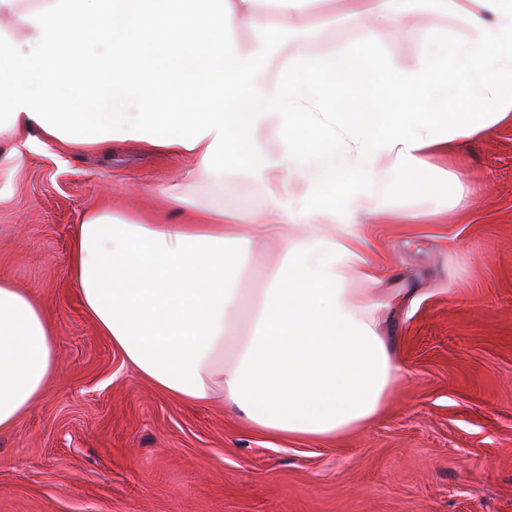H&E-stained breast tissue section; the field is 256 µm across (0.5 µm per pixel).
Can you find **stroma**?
I'll use <instances>...</instances> for the list:
<instances>
[{
    "instance_id": "1",
    "label": "stroma",
    "mask_w": 512,
    "mask_h": 512,
    "mask_svg": "<svg viewBox=\"0 0 512 512\" xmlns=\"http://www.w3.org/2000/svg\"><path fill=\"white\" fill-rule=\"evenodd\" d=\"M317 13L287 37L257 13L241 49L276 36L270 71L296 38L319 60L361 46L349 29L315 35ZM385 57L410 63L471 30L463 14L417 12L402 35L375 28ZM0 159V278L41 302L58 338L57 372L16 427L0 433V512H512V121L431 159L472 202L388 188L373 160L352 233L365 244L346 285L386 299L379 333L408 369L380 414L336 439H270L219 403L153 387L88 318L69 279L77 224L105 211L170 220L210 206L189 157L115 141L75 151L35 137Z\"/></svg>"
}]
</instances>
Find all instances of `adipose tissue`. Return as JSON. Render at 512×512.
Instances as JSON below:
<instances>
[{
  "label": "adipose tissue",
  "mask_w": 512,
  "mask_h": 512,
  "mask_svg": "<svg viewBox=\"0 0 512 512\" xmlns=\"http://www.w3.org/2000/svg\"><path fill=\"white\" fill-rule=\"evenodd\" d=\"M315 0H29L22 41L0 47V135L37 129L74 149L130 140L194 161L217 202L191 224L92 214L78 224L69 278L86 314L126 362L187 403L222 400L254 431L333 439L370 422L404 373L377 330L381 304L346 288L360 259L347 232L370 162L391 160L392 186L426 194L431 154L512 121V0H466L472 30L411 64L371 49V19L397 21L409 0H341L356 51L266 74L265 46L241 51L255 12L280 30ZM284 144L268 159L266 124ZM282 172L274 219L226 207L238 174ZM313 174L290 199L291 180ZM277 250L244 288L248 243ZM57 338L41 304L0 278V431L54 377Z\"/></svg>",
  "instance_id": "ef3b65f1"
}]
</instances>
